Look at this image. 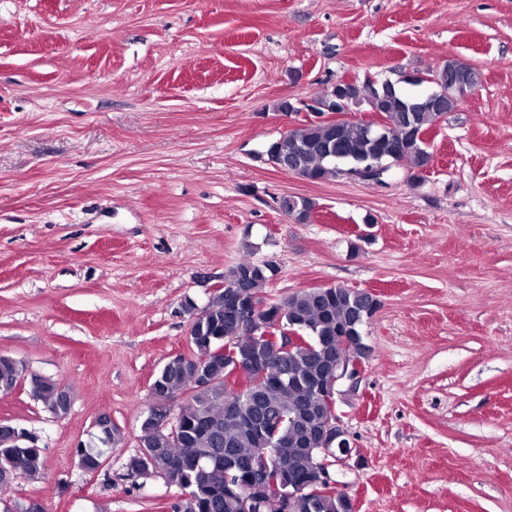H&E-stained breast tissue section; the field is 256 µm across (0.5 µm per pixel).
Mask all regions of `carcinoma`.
I'll use <instances>...</instances> for the list:
<instances>
[{
	"label": "carcinoma",
	"instance_id": "1",
	"mask_svg": "<svg viewBox=\"0 0 512 512\" xmlns=\"http://www.w3.org/2000/svg\"><path fill=\"white\" fill-rule=\"evenodd\" d=\"M473 86L478 84L476 71L462 68L452 60L440 68L426 70L433 78L428 88L441 95L439 110L405 111L407 93L395 84H372L349 81L342 84L346 100L367 101L389 127L397 142L396 152L376 143L367 134L364 123L342 120L331 125L303 123L279 136L274 161L303 169L314 181L336 176L345 164L353 169L372 164L387 170L402 167L408 179L419 178L426 163L423 137L445 115L457 109L459 96L448 89V71ZM269 267L244 258L230 268L224 280L236 284L232 301L211 300L190 325L192 354L170 359L155 377L157 394L152 409L141 425L142 445L152 450L158 467L153 474L166 484L177 487L187 500L176 499L172 512H239L232 490L247 479L246 464L255 449L264 448L279 460L269 477L274 493L288 491V484L314 483L318 479L324 456L315 448L297 446L304 429L318 433L319 424L306 425L299 406L315 401L311 388L325 378L330 349L326 336L362 338V327L375 313L371 295L343 286L312 288L278 300L262 296L269 280ZM265 303L262 314L270 321H282L301 337L299 343L280 355L268 359V374L253 376L242 393L236 394L228 384L224 362L215 350L231 326L239 307ZM263 349L256 338L244 332L238 335L236 350L246 362ZM24 367L15 359L0 355V392L15 389ZM30 393L53 415L63 414V388L39 375L27 377ZM177 404L173 423L164 418L167 407ZM266 421L265 433L258 424ZM0 467L34 477L43 468V456L30 438L13 445L0 437ZM123 440L121 429L109 424L108 445L97 448L83 443L77 448L84 467L96 471L112 448ZM292 512H353L347 494L325 491L295 496Z\"/></svg>",
	"mask_w": 512,
	"mask_h": 512
}]
</instances>
